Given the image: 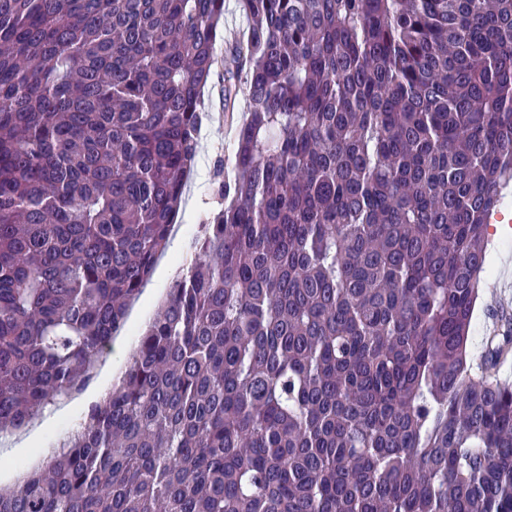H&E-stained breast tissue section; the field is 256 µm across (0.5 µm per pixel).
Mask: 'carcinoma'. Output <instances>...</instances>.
<instances>
[{
    "instance_id": "1",
    "label": "carcinoma",
    "mask_w": 512,
    "mask_h": 512,
    "mask_svg": "<svg viewBox=\"0 0 512 512\" xmlns=\"http://www.w3.org/2000/svg\"><path fill=\"white\" fill-rule=\"evenodd\" d=\"M224 206L120 385L0 512H512V0H238ZM224 0H0V435L124 327L194 168ZM490 222L489 233L492 242L489 245V264L484 274V288L476 307V314L471 329V352L480 350L482 337L488 336L486 325L499 314L502 307L511 309L512 319V234L500 232L494 238L495 229ZM507 271V279H506Z\"/></svg>"
}]
</instances>
